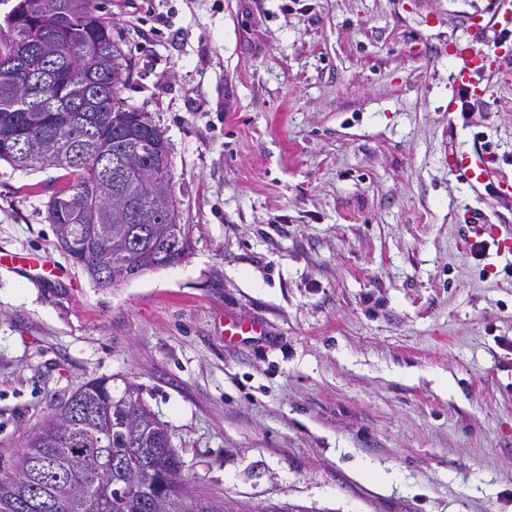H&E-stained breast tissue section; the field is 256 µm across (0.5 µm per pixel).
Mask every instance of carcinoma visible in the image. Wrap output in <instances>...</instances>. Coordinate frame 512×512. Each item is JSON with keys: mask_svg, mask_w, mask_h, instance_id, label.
<instances>
[{"mask_svg": "<svg viewBox=\"0 0 512 512\" xmlns=\"http://www.w3.org/2000/svg\"><path fill=\"white\" fill-rule=\"evenodd\" d=\"M126 79L96 0H18L5 15L0 160L64 171L48 213L57 228L69 225L67 257L89 275L124 252L132 272L98 288L175 265L188 250L168 139L121 98ZM18 140L45 141L51 151L18 154ZM33 455L53 476L0 481V512H237L188 488L168 430L140 397L114 395L105 378L77 389L0 470L23 468Z\"/></svg>", "mask_w": 512, "mask_h": 512, "instance_id": "cac0c4a2", "label": "carcinoma"}]
</instances>
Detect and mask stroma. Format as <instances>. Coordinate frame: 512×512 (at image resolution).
<instances>
[{
	"instance_id": "obj_1",
	"label": "stroma",
	"mask_w": 512,
	"mask_h": 512,
	"mask_svg": "<svg viewBox=\"0 0 512 512\" xmlns=\"http://www.w3.org/2000/svg\"><path fill=\"white\" fill-rule=\"evenodd\" d=\"M495 2L97 0L190 249L97 288L48 218L57 170L0 161V251L67 270L0 266V457L108 377L242 512H512V262L463 218L512 207L448 167L477 138L512 172V86L448 110ZM8 255L7 253L0 254V265H15L12 261L17 262L26 273L31 274L32 271H36V274L40 275L44 280L53 282L61 278L65 273V269L59 267L47 259L40 260L39 263L28 255H16L11 258V262L3 260V256ZM36 267V268H33ZM41 271V274H40Z\"/></svg>"
}]
</instances>
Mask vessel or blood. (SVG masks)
<instances>
[{"label":"vessel or blood","instance_id":"vessel-or-blood-1","mask_svg":"<svg viewBox=\"0 0 512 512\" xmlns=\"http://www.w3.org/2000/svg\"><path fill=\"white\" fill-rule=\"evenodd\" d=\"M476 29L493 28L499 34L497 43L488 48L469 49L462 64L456 67L448 84V109L456 111L458 92H466L471 99L483 100L492 90L493 80L502 71L505 60L512 56V0H497L490 17H475ZM448 167L461 183L473 188L486 187L495 198L506 205L512 204V175L501 170L496 155L478 145L456 149L448 154ZM477 234L488 235L497 256L512 258V229L495 224H476ZM16 261L25 272L40 271L44 280L53 282L65 270L48 260H35L17 255Z\"/></svg>","mask_w":512,"mask_h":512}]
</instances>
